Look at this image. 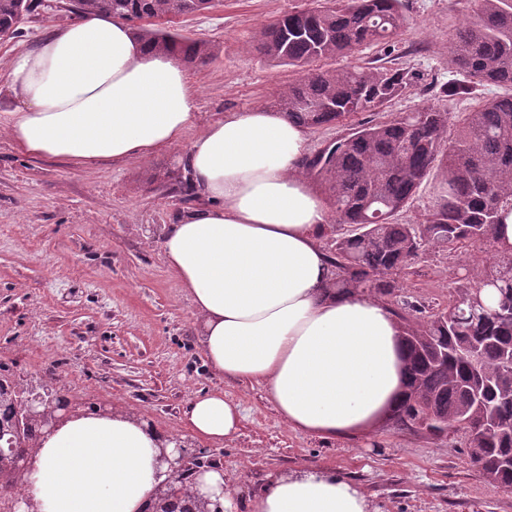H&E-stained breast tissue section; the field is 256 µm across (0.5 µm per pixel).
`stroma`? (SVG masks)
<instances>
[{
  "label": "stroma",
  "instance_id": "1",
  "mask_svg": "<svg viewBox=\"0 0 512 512\" xmlns=\"http://www.w3.org/2000/svg\"><path fill=\"white\" fill-rule=\"evenodd\" d=\"M309 2L221 0L172 22L214 49L208 63L186 68L197 92L190 135L227 112L277 108L294 72L250 45L263 26ZM476 6L402 0L406 23L392 47L363 46L322 66L397 65L421 74L410 94L393 101L394 114L427 105L469 111L470 99L443 97L441 89L466 80L449 62L450 38ZM69 21L66 11L42 8L15 37L0 39V113L17 104L5 81L13 61ZM186 153L182 144L146 159L77 165L20 153L0 131V366L61 387L78 410L125 403L180 434L188 400L223 391L243 409L237 435L221 445L196 436L190 442L214 453L231 483L247 490L268 473L314 466L345 477L379 512H512V491L491 488L459 436L441 442L386 424L366 436L322 440L289 428L260 386L229 383L210 370L191 300L161 250L166 226L185 208L169 176L182 171ZM471 261L428 249L400 295L447 307Z\"/></svg>",
  "mask_w": 512,
  "mask_h": 512
}]
</instances>
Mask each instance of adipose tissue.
Segmentation results:
<instances>
[{"label":"adipose tissue","instance_id":"adipose-tissue-1","mask_svg":"<svg viewBox=\"0 0 512 512\" xmlns=\"http://www.w3.org/2000/svg\"><path fill=\"white\" fill-rule=\"evenodd\" d=\"M19 100L15 148L91 165L186 145L199 205L166 228L165 262L193 304L213 372L262 386L289 427L320 438L375 430L405 394L406 349L388 305L329 290L323 198L301 162L308 130L267 108L225 113L197 136L196 90L170 56L132 29L88 15L52 30L7 74ZM243 410L220 394L190 399L184 422L221 444ZM167 434L116 404L74 413L38 440L23 489L40 512H148L165 480ZM245 512H377L336 472L269 475Z\"/></svg>","mask_w":512,"mask_h":512}]
</instances>
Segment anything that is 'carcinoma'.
Returning a JSON list of instances; mask_svg holds the SVG:
<instances>
[{
  "instance_id": "cac0c4a2",
  "label": "carcinoma",
  "mask_w": 512,
  "mask_h": 512,
  "mask_svg": "<svg viewBox=\"0 0 512 512\" xmlns=\"http://www.w3.org/2000/svg\"><path fill=\"white\" fill-rule=\"evenodd\" d=\"M42 7V0H0V34H18V14ZM212 0H71L77 17L119 18L142 36L151 51L203 65L213 48L167 28H148L147 18L166 20L202 12ZM405 25L401 0H326L291 10L264 27L260 53L276 65L304 71L288 84L279 106L310 129L341 128L336 137L305 157L303 169L321 189L334 223L348 227L329 249L332 282L341 294L395 297L421 249L429 245L466 254L486 245L491 261L460 286L448 307L422 314L405 301L407 386L390 416L392 426L435 439L448 431L464 435L476 449L474 462L495 490H512V473L502 460L512 455V246L496 238L501 212L512 211V92L481 101L469 112L427 106L394 117L383 114L411 92L420 74L406 68L364 66L312 69L313 64L367 44H387ZM449 61L468 81L446 87L447 97L474 93L484 83L512 88V0H480L473 18L456 29ZM374 112L380 119H358ZM434 181L422 221L404 222L417 187ZM19 385L0 369V419L14 412L8 398ZM41 431L33 422L17 448L34 449ZM196 475L188 469L176 488L203 512L189 493ZM21 480L14 455L0 454V481Z\"/></svg>"
}]
</instances>
